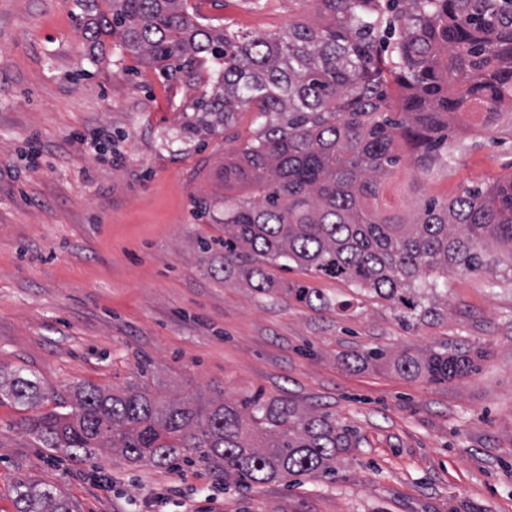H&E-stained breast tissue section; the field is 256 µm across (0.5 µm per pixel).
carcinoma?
I'll use <instances>...</instances> for the list:
<instances>
[{
  "label": "carcinoma",
  "instance_id": "carcinoma-1",
  "mask_svg": "<svg viewBox=\"0 0 512 512\" xmlns=\"http://www.w3.org/2000/svg\"><path fill=\"white\" fill-rule=\"evenodd\" d=\"M84 23L161 73L222 66L196 103L186 131L215 134L256 105L266 117L238 160L224 164V268L262 258L349 281L402 309L406 322L431 313V272L494 271L492 242L512 257V176L465 187L451 198L424 194L450 175L463 149L456 129L512 132V0H313L312 23L269 35L207 25L188 0H108ZM411 171L395 207L384 183ZM307 306L315 288L288 287ZM484 354L463 342L397 356L393 368L429 382L462 380ZM0 395L23 406L44 399L33 376L0 378ZM70 410L31 419L40 446L76 462L110 450L131 464L166 467L197 458L224 476L263 484L332 471L354 446L329 414L253 396L196 402L123 390L75 389ZM17 512H76L57 487L19 478Z\"/></svg>",
  "mask_w": 512,
  "mask_h": 512
}]
</instances>
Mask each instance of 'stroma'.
Here are the masks:
<instances>
[{"label": "stroma", "mask_w": 512, "mask_h": 512, "mask_svg": "<svg viewBox=\"0 0 512 512\" xmlns=\"http://www.w3.org/2000/svg\"><path fill=\"white\" fill-rule=\"evenodd\" d=\"M230 30L264 35L310 19L309 0H188ZM85 0H0V372L22 368L45 398L0 397V512L21 476L54 484L79 512H512V273L436 274L433 312L405 326L396 306L299 266L270 268L260 293L224 267V158L263 119L237 113L217 134L180 140L216 67L158 77L88 41ZM436 195L512 176V141L473 131ZM211 242L208 251L199 241ZM318 289L308 307L285 288ZM462 341L479 372L434 384L391 357ZM172 398L290 400L349 426L334 474L243 485L199 462L76 463L26 425L70 405L79 384L117 389L143 361Z\"/></svg>", "instance_id": "35a3bbf8"}]
</instances>
